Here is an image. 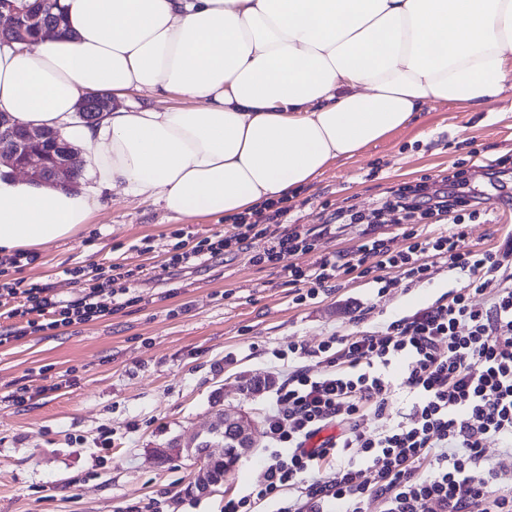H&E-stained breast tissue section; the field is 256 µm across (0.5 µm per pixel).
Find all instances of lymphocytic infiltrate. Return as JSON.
<instances>
[{
  "label": "lymphocytic infiltrate",
  "instance_id": "lymphocytic-infiltrate-1",
  "mask_svg": "<svg viewBox=\"0 0 512 512\" xmlns=\"http://www.w3.org/2000/svg\"><path fill=\"white\" fill-rule=\"evenodd\" d=\"M398 211L406 226L405 249L396 251L379 230ZM281 198L234 217L233 229L188 247L179 243L170 266L190 269L246 250L265 224L282 232L264 251L266 261L313 251L317 234L288 221ZM479 210L465 199L431 192L427 181L394 190L371 219L339 209L319 234L336 235L360 225L355 252L338 251L285 268L288 284L303 285L297 302L316 299L343 276L395 269L404 278L428 280L434 260L465 276L464 287L432 306L384 322L373 330L331 336L317 349L291 343L277 351L286 362L264 415L267 457L247 495L228 500L224 512H242L278 500L276 512H512V488L500 489L512 462V235L494 249L461 251L467 222ZM450 223L454 232L419 233L422 224ZM374 266H367V258ZM130 271L115 263L93 268L81 295L63 300L50 288L19 279L0 280V299L13 300L14 324L0 343L93 322L133 303ZM476 295L483 305L473 304ZM412 398L408 413L392 416L389 396ZM387 419L385 429L365 432L367 414ZM498 437L504 457H485L484 441ZM292 496L280 499L283 490Z\"/></svg>",
  "mask_w": 512,
  "mask_h": 512
}]
</instances>
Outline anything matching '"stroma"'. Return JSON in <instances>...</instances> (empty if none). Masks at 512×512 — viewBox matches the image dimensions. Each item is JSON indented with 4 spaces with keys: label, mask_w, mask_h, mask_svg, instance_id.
Segmentation results:
<instances>
[{
    "label": "stroma",
    "mask_w": 512,
    "mask_h": 512,
    "mask_svg": "<svg viewBox=\"0 0 512 512\" xmlns=\"http://www.w3.org/2000/svg\"><path fill=\"white\" fill-rule=\"evenodd\" d=\"M500 158L504 172L489 174ZM458 171L451 193L487 214L468 224L460 248H493L512 231V92L480 111L427 103L408 125L304 185L290 199L291 218L314 228L339 208L370 211L407 184L424 179L442 188ZM227 229L206 216L172 220L157 201L111 193L84 231L11 269V277L73 299L84 286L77 270L119 262L132 270L138 300L95 322L0 344V512H224L256 480L265 454L268 397H243L240 380L267 376L275 351L288 344L316 349L357 323L369 328L410 314L465 284L439 262L417 284L394 269L383 272L392 282L386 289L352 274L296 303L282 268L355 250L353 226L318 239L309 254L260 263L257 255L282 230L270 223L244 252L193 269L169 266L176 240L191 244ZM145 239L151 251H141ZM24 385L32 398L19 405L12 394ZM217 399L246 414L254 441L223 485L199 496L187 491L198 465L157 451L207 434ZM106 438L112 445L104 450Z\"/></svg>",
    "instance_id": "1"
}]
</instances>
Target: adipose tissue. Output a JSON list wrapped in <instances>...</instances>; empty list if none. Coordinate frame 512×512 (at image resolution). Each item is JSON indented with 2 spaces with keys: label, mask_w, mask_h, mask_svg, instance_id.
<instances>
[{
  "label": "adipose tissue",
  "mask_w": 512,
  "mask_h": 512,
  "mask_svg": "<svg viewBox=\"0 0 512 512\" xmlns=\"http://www.w3.org/2000/svg\"><path fill=\"white\" fill-rule=\"evenodd\" d=\"M33 49L0 47V111L85 153L89 187L0 177V253L90 224L109 190L171 218L288 196L406 126L432 100L484 109L512 90V0H61ZM164 91L186 107L79 100Z\"/></svg>",
  "instance_id": "adipose-tissue-1"
}]
</instances>
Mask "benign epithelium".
I'll return each instance as SVG.
<instances>
[{"instance_id":"benign-epithelium-1","label":"benign epithelium","mask_w":512,"mask_h":512,"mask_svg":"<svg viewBox=\"0 0 512 512\" xmlns=\"http://www.w3.org/2000/svg\"><path fill=\"white\" fill-rule=\"evenodd\" d=\"M32 6L20 7L17 0H0V44L18 39L24 19L39 21ZM0 136L13 141L9 151H0V168L10 169L30 181L67 184L71 174L79 168L78 153L54 131L44 128L19 127L10 117L0 113ZM224 419L236 429L239 438L252 442L251 422L240 418L232 409L224 412Z\"/></svg>"}]
</instances>
